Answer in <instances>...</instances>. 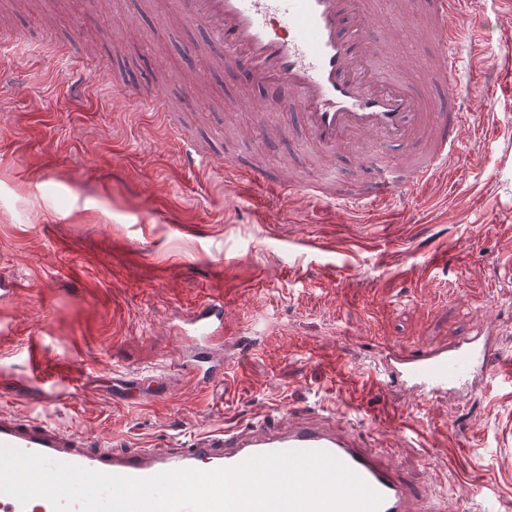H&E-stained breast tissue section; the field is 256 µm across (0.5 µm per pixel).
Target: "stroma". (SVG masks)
Here are the masks:
<instances>
[{
  "label": "stroma",
  "mask_w": 512,
  "mask_h": 512,
  "mask_svg": "<svg viewBox=\"0 0 512 512\" xmlns=\"http://www.w3.org/2000/svg\"><path fill=\"white\" fill-rule=\"evenodd\" d=\"M176 7L0 0L15 38L0 45V412L152 448L272 412L323 408L364 432L361 412L392 411L410 430L381 428L376 445L404 473L453 512H512L511 387L426 403L361 377L375 345L443 346L488 324L512 354V7L474 0L464 19L456 88L473 106L453 177L360 215L188 168L175 129L112 97L163 86L187 130L241 164L316 165L296 115L187 68L192 50L221 49ZM439 252L449 269L425 272ZM211 296L226 376L203 390L171 322ZM131 373L165 375L167 396L113 398Z\"/></svg>",
  "instance_id": "stroma-1"
}]
</instances>
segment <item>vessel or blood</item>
<instances>
[{"label": "vessel or blood", "instance_id": "b4317fda", "mask_svg": "<svg viewBox=\"0 0 512 512\" xmlns=\"http://www.w3.org/2000/svg\"><path fill=\"white\" fill-rule=\"evenodd\" d=\"M377 0H180L181 16L205 24L221 48L225 68L244 73L268 111H299L305 138L321 156L342 148L371 147L379 162L366 183L340 186L327 173L293 179L283 170L242 169L236 156H217L194 137L185 138L186 160L204 169L246 173L287 196L303 195L330 206L369 212L401 199L411 189L447 176L459 151V130L469 110L462 95L424 97L411 73H384L389 43L405 16L424 12L436 46L427 74L439 89L457 80L466 41L467 0H407L372 36ZM176 333L197 343L184 370L196 382L221 377L211 355L224 340V300L210 298L188 312ZM512 380V357L496 336L482 331L455 345L407 348L388 345L367 376L382 389L407 388L424 401L452 392H478L494 375ZM167 388L154 376L130 380L126 400L140 404ZM0 445L111 475L145 479L182 469L211 471L236 466L263 453L323 450L343 462L383 497L378 512H446L445 501L408 479L353 421L325 410L269 414L245 424L206 429L166 448H125L93 440L47 421L0 413ZM0 512H54L36 497L23 502L0 493Z\"/></svg>", "mask_w": 512, "mask_h": 512}]
</instances>
